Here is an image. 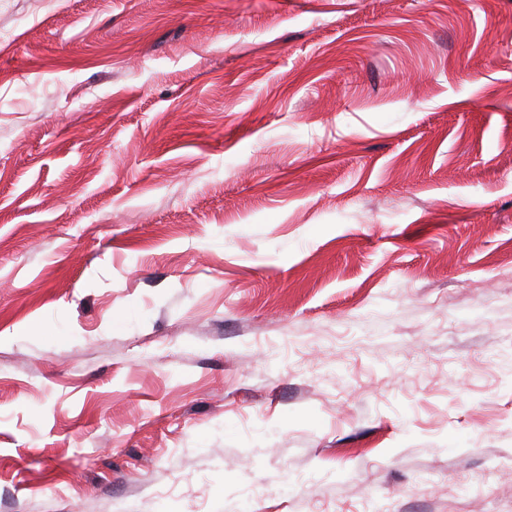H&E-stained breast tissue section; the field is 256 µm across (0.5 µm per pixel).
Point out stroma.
I'll return each instance as SVG.
<instances>
[{"label": "stroma", "instance_id": "stroma-1", "mask_svg": "<svg viewBox=\"0 0 512 512\" xmlns=\"http://www.w3.org/2000/svg\"><path fill=\"white\" fill-rule=\"evenodd\" d=\"M0 512H512V0H0Z\"/></svg>", "mask_w": 512, "mask_h": 512}]
</instances>
